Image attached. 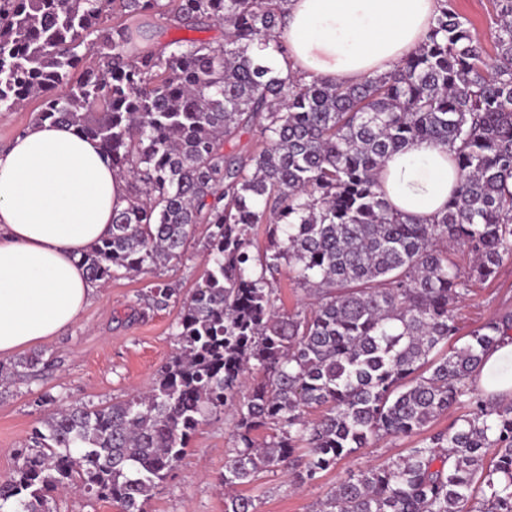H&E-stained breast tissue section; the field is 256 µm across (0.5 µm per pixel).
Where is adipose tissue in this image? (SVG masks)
<instances>
[{
    "instance_id": "1",
    "label": "adipose tissue",
    "mask_w": 512,
    "mask_h": 512,
    "mask_svg": "<svg viewBox=\"0 0 512 512\" xmlns=\"http://www.w3.org/2000/svg\"><path fill=\"white\" fill-rule=\"evenodd\" d=\"M438 0H290L272 55L304 81L353 84L392 71L427 37ZM379 178L393 207L431 220L458 184L442 146L414 142ZM128 205L97 141L65 125L32 124L0 148V356L58 334L101 295L79 263Z\"/></svg>"
}]
</instances>
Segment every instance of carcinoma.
<instances>
[{
	"instance_id": "obj_1",
	"label": "carcinoma",
	"mask_w": 512,
	"mask_h": 512,
	"mask_svg": "<svg viewBox=\"0 0 512 512\" xmlns=\"http://www.w3.org/2000/svg\"><path fill=\"white\" fill-rule=\"evenodd\" d=\"M288 0H0V112L40 100L34 121L99 142L130 203L81 263L101 284L179 261L206 225V270L181 299L177 349L149 391L59 406L0 480V512H54L76 486L117 512L152 492L207 418L235 411L220 481L224 512H258L230 490L264 472L301 486L384 437H413L468 411L406 453L350 470L316 512H512V398L474 382L512 314L456 337L460 303L512 259V0H497L489 63L443 0L428 37L392 72L353 85L301 84L264 55ZM112 17V35L89 37ZM224 26V43L160 42ZM92 46L95 60L80 48ZM257 130L261 148L226 150ZM417 140L448 148L460 184L430 222L397 212L382 161ZM268 246L251 255V230ZM460 245L464 270L451 258ZM313 295L284 313L275 275ZM32 354L0 378L25 381ZM311 409L322 410L311 421ZM271 430L257 442L254 431Z\"/></svg>"
}]
</instances>
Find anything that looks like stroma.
I'll return each instance as SVG.
<instances>
[{
  "label": "stroma",
  "mask_w": 512,
  "mask_h": 512,
  "mask_svg": "<svg viewBox=\"0 0 512 512\" xmlns=\"http://www.w3.org/2000/svg\"><path fill=\"white\" fill-rule=\"evenodd\" d=\"M454 7L469 19L487 53H494L495 0H454ZM203 237V230L195 231L182 260L112 279L73 325L35 348H23L26 356L34 350L42 352L46 366L30 383L0 386V479L14 472L17 448L28 442L33 427L50 412L49 407L36 405L37 393H51L63 405H98L152 385L158 369L176 349L174 325L180 306L173 302L153 310L145 304L146 295L161 282L177 284L185 295L196 287L205 270L198 245ZM508 311H512V259L461 304L457 343L466 342L472 330ZM410 444L407 437L382 438L299 490L292 489L278 471L260 474L241 492L258 495L259 512H314L347 471L382 463ZM232 446L233 412L228 409L199 429L179 467L155 490L148 512H224L219 478Z\"/></svg>",
  "instance_id": "35a3bbf8"
}]
</instances>
